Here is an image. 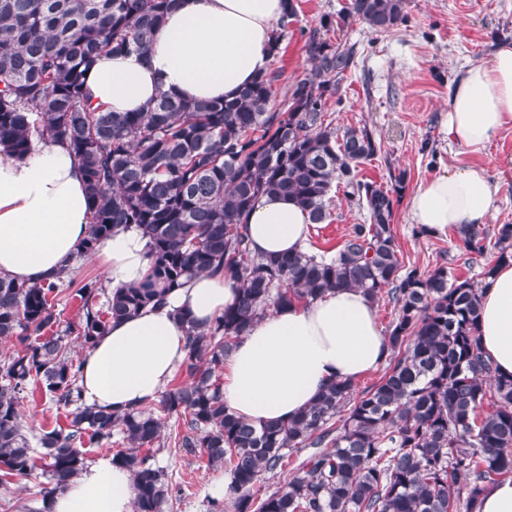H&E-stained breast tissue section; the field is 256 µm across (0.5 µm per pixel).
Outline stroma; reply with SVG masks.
Segmentation results:
<instances>
[{"instance_id": "obj_1", "label": "stroma", "mask_w": 512, "mask_h": 512, "mask_svg": "<svg viewBox=\"0 0 512 512\" xmlns=\"http://www.w3.org/2000/svg\"><path fill=\"white\" fill-rule=\"evenodd\" d=\"M349 0H295L296 15L289 18L287 34L270 64L275 77L274 107L287 103L292 84L310 67L304 43L321 28L323 16L341 13ZM407 18L392 32L377 34L365 25L347 20L324 36L347 42L357 50L356 65L341 85L331 105L337 131L368 127L382 150L360 166L363 180L390 184L393 175L405 173L406 195L394 218V231L405 267L431 269L439 257L466 277L479 274L484 261L465 264L458 238L419 233L409 212L408 196L415 188L457 164L486 167L497 188L491 224H512V128L502 132L479 154L464 152L449 141L444 125L449 89L457 76L471 65L487 61L502 39L512 38V0H407ZM328 223L311 228L310 240L329 248L341 244L352 225L365 223L367 214L356 198L341 189L332 193ZM69 282L59 283L53 299L57 322L53 333L71 354H83L78 334L83 314L74 283L103 281L101 270L86 259H77ZM181 420L170 418L164 429L165 444L154 454V463L173 483L179 496L169 499L164 512H206L216 471L204 458L184 455L178 446ZM41 473L17 478L0 487V512H37L41 506Z\"/></svg>"}]
</instances>
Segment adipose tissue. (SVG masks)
I'll list each match as a JSON object with an SVG mask.
<instances>
[{
	"label": "adipose tissue",
	"instance_id": "1",
	"mask_svg": "<svg viewBox=\"0 0 512 512\" xmlns=\"http://www.w3.org/2000/svg\"><path fill=\"white\" fill-rule=\"evenodd\" d=\"M288 0H176L147 50L96 59L84 75L93 107L143 112L163 93L192 101L234 98L266 73L274 26ZM512 127V43L456 79L445 124L465 151H483ZM496 189L484 167L461 164L420 184L409 210L432 236L488 224ZM91 199L82 164L66 143L36 141L19 159L0 155V273L46 284L75 261L89 232ZM250 247L262 256L305 250L307 212L293 198L261 197L244 219ZM148 239L135 226L115 231L88 254L110 288L136 285L151 272ZM237 294L234 279L201 273L174 289L160 309L113 322L83 354L87 405L115 413L157 396L188 349L189 323L210 324ZM479 334L496 374L512 376V264L497 265L480 302ZM390 353L377 306L362 290L339 288L310 303L274 308L224 360V404L260 428L307 410L334 381L353 383ZM130 472L109 457L86 466L48 502V512H132Z\"/></svg>",
	"mask_w": 512,
	"mask_h": 512
}]
</instances>
